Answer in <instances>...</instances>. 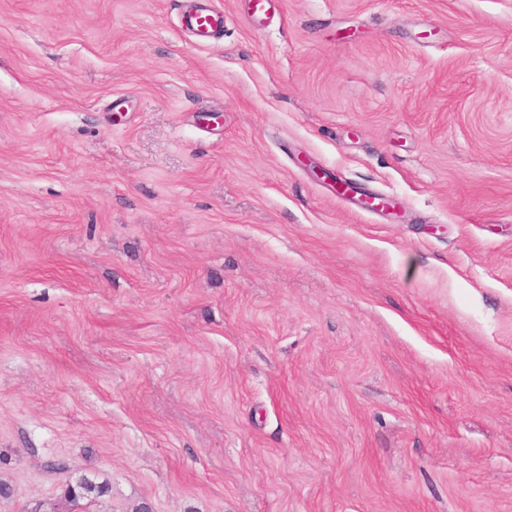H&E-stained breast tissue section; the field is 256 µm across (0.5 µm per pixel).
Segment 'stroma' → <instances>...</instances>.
Wrapping results in <instances>:
<instances>
[{
    "label": "stroma",
    "mask_w": 512,
    "mask_h": 512,
    "mask_svg": "<svg viewBox=\"0 0 512 512\" xmlns=\"http://www.w3.org/2000/svg\"><path fill=\"white\" fill-rule=\"evenodd\" d=\"M191 2L0 0V512H512V0ZM183 25L200 40L208 42L224 27V12L217 9H197L184 16ZM104 493H106L104 485H97L88 478L80 477L75 484L71 482L67 484L64 500L55 504L50 512H70L71 503L77 499L88 497L90 494L102 496Z\"/></svg>",
    "instance_id": "1"
}]
</instances>
